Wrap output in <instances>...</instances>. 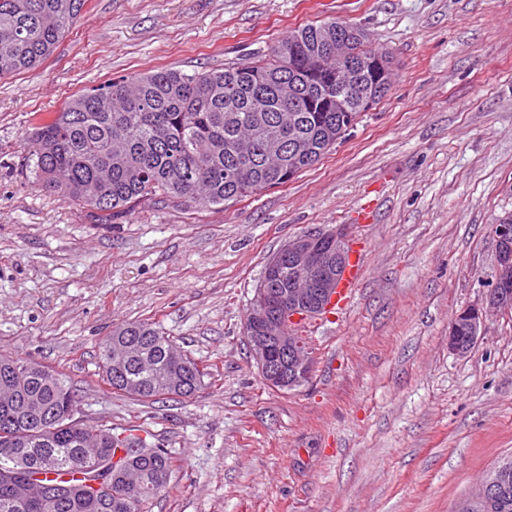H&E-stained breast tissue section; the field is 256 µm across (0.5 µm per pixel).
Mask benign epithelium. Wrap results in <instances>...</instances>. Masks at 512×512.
<instances>
[{
    "label": "benign epithelium",
    "instance_id": "obj_1",
    "mask_svg": "<svg viewBox=\"0 0 512 512\" xmlns=\"http://www.w3.org/2000/svg\"><path fill=\"white\" fill-rule=\"evenodd\" d=\"M490 238L495 251V278L482 299L466 308L471 342L461 346L456 339L457 324L448 332V348L458 355L469 353L482 335L491 314L512 316V224H494ZM345 225L319 233L296 236L286 242L265 266L263 278L244 323L252 357L264 382L285 389L288 383L310 378L313 351L297 334L286 330L303 318L315 317L329 309L326 300L338 289L349 255ZM289 272L288 291L273 284ZM512 468L502 465L490 472L480 495L463 501L457 512H472L473 504L509 482Z\"/></svg>",
    "mask_w": 512,
    "mask_h": 512
}]
</instances>
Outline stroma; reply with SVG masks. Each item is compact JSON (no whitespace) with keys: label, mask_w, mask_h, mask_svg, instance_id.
<instances>
[{"label":"stroma","mask_w":512,"mask_h":512,"mask_svg":"<svg viewBox=\"0 0 512 512\" xmlns=\"http://www.w3.org/2000/svg\"><path fill=\"white\" fill-rule=\"evenodd\" d=\"M331 18L392 56V88L287 185L103 224L35 182L25 134L73 95L242 65ZM509 211L512 0H88L48 60L0 78V354L74 382L84 424L140 426L175 458L151 512H456L512 459V319L448 348ZM339 224L364 258L353 300L301 329L309 382L269 389L250 301L285 241ZM135 320L206 367L195 397L142 404L100 381L103 338Z\"/></svg>","instance_id":"35a3bbf8"}]
</instances>
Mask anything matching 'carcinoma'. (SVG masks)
Wrapping results in <instances>:
<instances>
[{"label": "carcinoma", "mask_w": 512, "mask_h": 512, "mask_svg": "<svg viewBox=\"0 0 512 512\" xmlns=\"http://www.w3.org/2000/svg\"><path fill=\"white\" fill-rule=\"evenodd\" d=\"M87 0H0V78L41 65L81 15ZM347 42L349 79L336 82L326 34ZM363 30L331 19L292 30L247 65L191 74L173 69L113 78L74 96L37 123L27 144L43 189L96 211L108 224L156 204L222 207L288 184L293 138L327 153L336 129L387 95L386 69ZM127 348L120 374L112 354ZM186 377V390L167 380ZM205 369L155 324L116 326L100 345L99 376L112 392L143 404L195 396ZM0 512H149L170 494L173 459L128 426L117 432L75 419L73 384L23 357L0 355ZM54 419L43 434L34 415ZM113 464L109 490L95 496L89 471ZM472 512H512V483Z\"/></svg>", "instance_id": "carcinoma-1"}]
</instances>
